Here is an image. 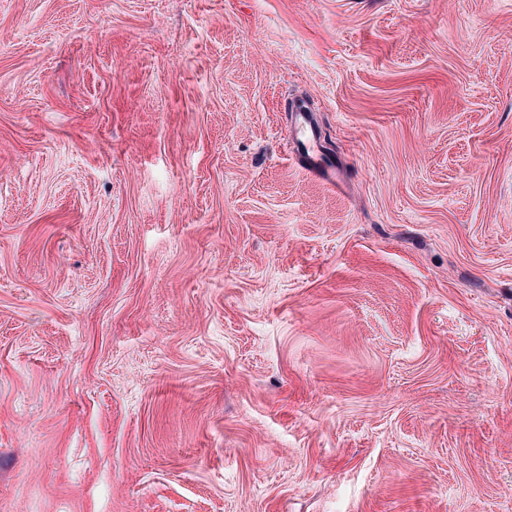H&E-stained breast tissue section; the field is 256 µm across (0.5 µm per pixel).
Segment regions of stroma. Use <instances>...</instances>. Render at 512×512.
<instances>
[{
    "mask_svg": "<svg viewBox=\"0 0 512 512\" xmlns=\"http://www.w3.org/2000/svg\"><path fill=\"white\" fill-rule=\"evenodd\" d=\"M0 512H512V0H0ZM294 124L301 131L306 142H303L302 162L308 174L330 187H336V172L326 168L318 162L317 155L312 149V144L317 142L319 132L314 121V114L311 108L304 107L295 112Z\"/></svg>",
    "mask_w": 512,
    "mask_h": 512,
    "instance_id": "obj_1",
    "label": "stroma"
}]
</instances>
